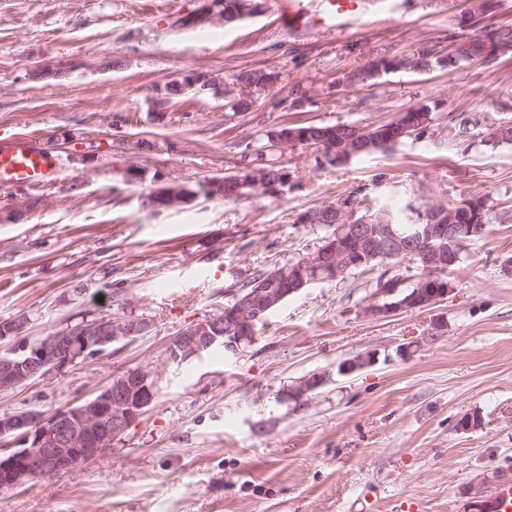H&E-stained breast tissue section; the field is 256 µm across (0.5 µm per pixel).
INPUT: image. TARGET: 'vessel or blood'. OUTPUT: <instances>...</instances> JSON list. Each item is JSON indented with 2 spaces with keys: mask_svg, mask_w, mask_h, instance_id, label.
Here are the masks:
<instances>
[{
  "mask_svg": "<svg viewBox=\"0 0 512 512\" xmlns=\"http://www.w3.org/2000/svg\"><path fill=\"white\" fill-rule=\"evenodd\" d=\"M365 0H282V27L306 32L341 29L361 19ZM61 160L29 141L0 146V189L40 187L55 181Z\"/></svg>",
  "mask_w": 512,
  "mask_h": 512,
  "instance_id": "1",
  "label": "vessel or blood"
}]
</instances>
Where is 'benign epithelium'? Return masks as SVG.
<instances>
[{
    "instance_id": "obj_1",
    "label": "benign epithelium",
    "mask_w": 512,
    "mask_h": 512,
    "mask_svg": "<svg viewBox=\"0 0 512 512\" xmlns=\"http://www.w3.org/2000/svg\"><path fill=\"white\" fill-rule=\"evenodd\" d=\"M368 131L354 130L330 143L331 158L357 153L370 147ZM343 223L324 239L315 255L298 264L281 268L278 281L269 287L245 293L234 291L235 299L224 307V335L211 332L217 315L196 322L173 336L166 347L167 360L183 363L203 355L214 345L237 356L244 345L254 340L255 327L289 297L318 283L333 282L352 267L396 259H418L424 268L438 272L455 265L468 238L484 232V224H457L455 214L435 212L436 218L405 236L383 220L373 223L358 216L354 205L338 212ZM448 295V284L433 279L420 282L404 299L372 305L365 313L386 317L399 311L430 307ZM149 327L144 319L109 322L98 318L61 333H53L36 343L18 338L22 323L0 324V341L11 340L7 352L0 355V392L16 389L31 380H45L62 374L78 360L105 354L115 342L133 340ZM375 354H361L343 361L342 375L375 364ZM159 374L150 365L129 369L112 377L90 398L59 410L47 417L37 411H18L0 415V439L11 447L0 450V490H16L35 478H49L70 471L94 459L153 404ZM475 512H496L493 498L484 484L469 488Z\"/></svg>"
}]
</instances>
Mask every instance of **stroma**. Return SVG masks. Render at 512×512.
Listing matches in <instances>:
<instances>
[{"label": "stroma", "instance_id": "1", "mask_svg": "<svg viewBox=\"0 0 512 512\" xmlns=\"http://www.w3.org/2000/svg\"><path fill=\"white\" fill-rule=\"evenodd\" d=\"M199 3L0 0V142L32 138L63 164L51 186L0 191V323L24 319L31 340L85 311L149 323L52 380L0 392V414L49 415L128 369L161 372L152 407L109 447L0 494V512H469L468 486L494 491L512 464V144L488 141L512 126V52L351 87L345 74L368 61L462 38L468 0L375 4L344 31L303 34L278 25L279 0L233 24L178 27ZM250 68L276 77L251 111L187 90L155 120L170 80L203 71L225 85ZM418 105L431 123L386 151L331 163L314 147L274 149L288 173L280 192L227 202L202 190L284 126H375ZM160 185L194 195L143 208ZM349 195L409 224L483 197L500 220L430 308L366 315L388 302L386 284L402 294L420 278L392 261L302 289L241 356L167 363L169 338L222 308L231 287L313 255L328 230L301 214ZM373 351L377 364L339 374ZM313 373L324 384L296 396ZM472 412L481 427L460 429Z\"/></svg>", "mask_w": 512, "mask_h": 512}]
</instances>
